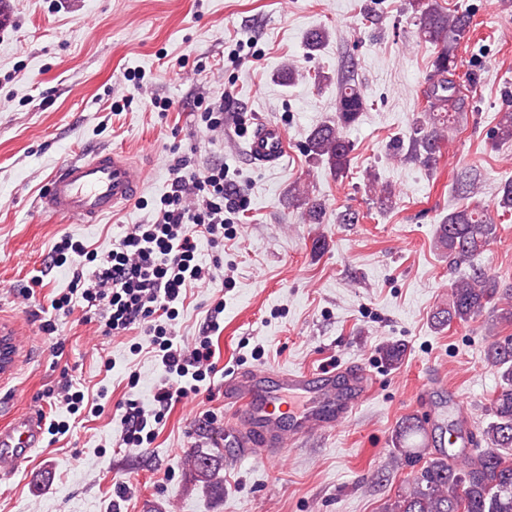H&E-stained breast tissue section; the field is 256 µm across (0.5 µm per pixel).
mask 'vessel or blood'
<instances>
[{
    "mask_svg": "<svg viewBox=\"0 0 512 512\" xmlns=\"http://www.w3.org/2000/svg\"><path fill=\"white\" fill-rule=\"evenodd\" d=\"M288 152V135L277 122L252 129L246 153L255 166L271 168ZM144 182L141 168L119 151L99 149L60 164L40 196L46 211L68 223H92L129 204ZM370 382L360 370H265L224 377V401L237 407L242 426L232 429L238 457L281 456L288 444L325 432L363 402ZM39 412L29 411L0 426V469H26L42 439Z\"/></svg>",
    "mask_w": 512,
    "mask_h": 512,
    "instance_id": "b4317fda",
    "label": "vessel or blood"
}]
</instances>
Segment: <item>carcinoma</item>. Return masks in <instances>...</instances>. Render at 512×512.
<instances>
[{
	"instance_id": "1",
	"label": "carcinoma",
	"mask_w": 512,
	"mask_h": 512,
	"mask_svg": "<svg viewBox=\"0 0 512 512\" xmlns=\"http://www.w3.org/2000/svg\"><path fill=\"white\" fill-rule=\"evenodd\" d=\"M416 22L432 47L423 118L408 145L396 144L397 154L436 167L446 140L445 130L458 122L474 100L476 78L457 81L461 39L473 21L465 10L450 9L440 0H413ZM367 106L363 89L348 79L338 88L336 123L313 129L306 149L326 161L342 177L350 168L352 148L340 128L354 123ZM494 144L512 142V109L499 113L492 137ZM438 226L436 246L448 254V265L459 272L450 286L448 307L435 313L438 326L468 323L488 308L495 313V326L512 327V285L473 263L497 237L492 209L512 213V180L501 185L493 204L462 197ZM488 361L497 367L501 384L488 407L490 420L470 436L471 447L456 452L428 448L427 431L416 417L404 419L395 431L403 457L417 464L411 481L388 501L383 512H512V333L494 338Z\"/></svg>"
}]
</instances>
